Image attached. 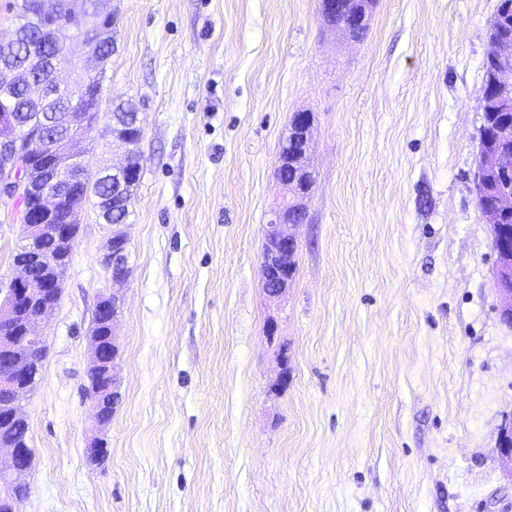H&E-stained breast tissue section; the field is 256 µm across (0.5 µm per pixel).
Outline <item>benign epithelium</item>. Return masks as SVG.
Wrapping results in <instances>:
<instances>
[{
	"label": "benign epithelium",
	"mask_w": 512,
	"mask_h": 512,
	"mask_svg": "<svg viewBox=\"0 0 512 512\" xmlns=\"http://www.w3.org/2000/svg\"><path fill=\"white\" fill-rule=\"evenodd\" d=\"M82 22L79 26L55 23L48 29L49 39L59 49L53 61L52 73L62 69L70 71V79L61 86L70 89L75 97L84 96L89 85L106 72L109 59L101 47L116 43V32L102 24L112 14V0H83ZM376 0H350L352 12H345L343 0H320L319 11L323 22L339 33L366 25ZM80 36L86 48L85 59L73 63L67 54L74 36ZM512 56V43L489 35V49L485 61H499ZM0 83L26 89L27 109L42 111L50 86L32 81L25 69H3ZM493 94L481 98L482 118L500 110L502 103L512 97V87L495 83ZM69 131L52 143L49 164L42 171L33 169L29 157L16 153L14 141L20 135L22 125L14 115L8 122L0 123V198H26L30 193L39 194L41 210L55 209L60 199L74 192L85 190L84 178L71 177L72 172L84 165V152L76 149L87 125L77 120L73 113L65 117ZM312 115L301 112L298 121L289 125L275 167V176L286 195L281 207L273 213L264 226V245L259 264V274L269 298H282L293 277L288 273V256L297 253L296 237L287 227L299 223L304 214L303 201L308 197L311 172L307 164ZM512 141V125L502 123L496 134L479 139L476 164L470 174L472 192L477 205L490 225L495 253L501 261L493 270V290L498 300L502 322L512 325V250L503 246L498 236L501 218L512 212V188L502 187V181L512 172V155L502 149V144ZM293 170V180H288V170ZM22 239L17 249L26 253L25 258L13 263L14 275L4 282L0 280V394L7 399L9 412L0 417L6 425L23 414L24 402L37 388L34 369L38 360L32 351L44 344L37 330L39 321L47 318L56 308V299L67 274V256L56 260L43 259L36 251L42 240L51 239L62 247L74 245L75 238L67 235L59 225L47 224L30 210L19 214ZM125 222L104 224L107 236L103 261L108 264L107 274L112 285H122L130 277L132 265L128 238L123 229ZM122 308L119 291L104 295L98 301L90 329L91 369H105L112 377V390L90 389L88 398L93 415L108 401H117L119 393V347L116 340V324ZM497 446L502 459L509 464L512 473V419L504 418L497 432ZM8 450V462L0 466V512H16V503L25 493L21 487L30 484L34 449L20 448L10 443H0Z\"/></svg>",
	"instance_id": "obj_1"
}]
</instances>
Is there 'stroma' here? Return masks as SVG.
<instances>
[{
  "label": "stroma",
  "mask_w": 512,
  "mask_h": 512,
  "mask_svg": "<svg viewBox=\"0 0 512 512\" xmlns=\"http://www.w3.org/2000/svg\"><path fill=\"white\" fill-rule=\"evenodd\" d=\"M497 5L377 0L354 41L319 0H112L103 96L138 102L144 130L121 400L90 463L89 331L112 283L89 208L39 324L17 512H512V328L467 180ZM297 112L315 182L273 302L263 226ZM80 147L93 171L123 160L100 124ZM18 210L0 201L2 279Z\"/></svg>",
  "instance_id": "obj_1"
}]
</instances>
